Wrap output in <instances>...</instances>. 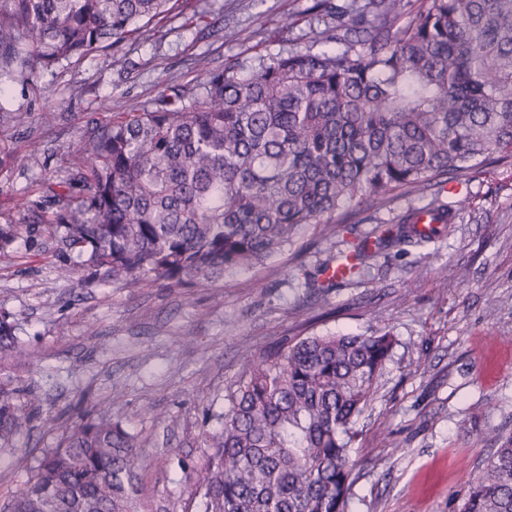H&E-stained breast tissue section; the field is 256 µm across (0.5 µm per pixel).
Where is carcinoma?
<instances>
[{
  "label": "carcinoma",
  "mask_w": 512,
  "mask_h": 512,
  "mask_svg": "<svg viewBox=\"0 0 512 512\" xmlns=\"http://www.w3.org/2000/svg\"><path fill=\"white\" fill-rule=\"evenodd\" d=\"M170 0H0V76L29 78L116 48ZM310 46L249 71L200 63L150 107L91 124L51 219L88 287L217 281L292 244L306 224L397 189L423 195L512 160V0H367ZM434 198L325 267L324 294L389 246L449 232ZM388 332L306 336L242 357L193 497L203 512H348L355 424L390 359ZM22 357L0 318V357ZM28 417L0 396V442ZM472 477L461 512H512V433ZM136 438L97 416L63 431L6 512H135Z\"/></svg>",
  "instance_id": "carcinoma-1"
}]
</instances>
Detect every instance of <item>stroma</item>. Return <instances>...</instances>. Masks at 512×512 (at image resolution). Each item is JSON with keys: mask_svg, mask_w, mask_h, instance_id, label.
I'll return each mask as SVG.
<instances>
[{"mask_svg": "<svg viewBox=\"0 0 512 512\" xmlns=\"http://www.w3.org/2000/svg\"><path fill=\"white\" fill-rule=\"evenodd\" d=\"M314 2L173 0L119 48L5 82L0 106L29 119H0V314L28 356L0 359V388L16 406L28 391L38 403L0 446V506L27 480L14 450L38 457L62 429L108 414L138 441V512H199L190 492L242 355L294 336L386 330L397 340L356 422L352 512H458L496 446L491 429L512 430L511 164L447 184L440 198L458 218L446 237L385 249L320 296L307 283L321 267L426 198L398 191L324 216L274 259L216 282L132 291L58 275L65 249L49 231L48 197L78 165L88 119L111 124L163 83L196 82L202 56L221 66L305 48L310 26L336 22Z\"/></svg>", "mask_w": 512, "mask_h": 512, "instance_id": "35a3bbf8", "label": "stroma"}]
</instances>
